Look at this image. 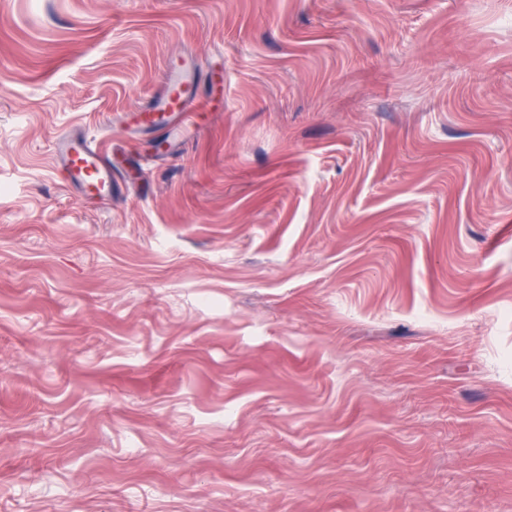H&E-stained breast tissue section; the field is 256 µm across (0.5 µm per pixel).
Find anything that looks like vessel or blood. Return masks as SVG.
<instances>
[{"label":"vessel or blood","instance_id":"vessel-or-blood-1","mask_svg":"<svg viewBox=\"0 0 512 512\" xmlns=\"http://www.w3.org/2000/svg\"><path fill=\"white\" fill-rule=\"evenodd\" d=\"M184 61L168 63L163 75V88L145 109L143 121H152L154 114L175 117L184 127H191L196 113L208 111L209 102H198L190 79L185 73ZM54 155L66 179L79 185L85 197L96 203L112 199V154L102 144L84 137L66 134L54 145Z\"/></svg>","mask_w":512,"mask_h":512}]
</instances>
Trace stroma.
Here are the masks:
<instances>
[{
    "label": "stroma",
    "mask_w": 512,
    "mask_h": 512,
    "mask_svg": "<svg viewBox=\"0 0 512 512\" xmlns=\"http://www.w3.org/2000/svg\"><path fill=\"white\" fill-rule=\"evenodd\" d=\"M0 512H512V0H0ZM185 69L182 60L166 64L161 92L152 98L146 109L140 111L144 113L143 122H152L153 114L161 113L163 117L174 116L188 130L192 129V119L196 113L209 111L208 101L194 102L191 80L185 74ZM54 155L66 179L79 185L95 203L112 200V152L82 136L65 134L53 145Z\"/></svg>",
    "instance_id": "obj_1"
}]
</instances>
